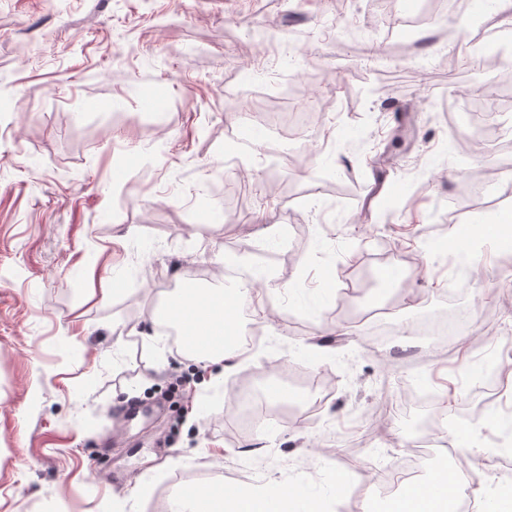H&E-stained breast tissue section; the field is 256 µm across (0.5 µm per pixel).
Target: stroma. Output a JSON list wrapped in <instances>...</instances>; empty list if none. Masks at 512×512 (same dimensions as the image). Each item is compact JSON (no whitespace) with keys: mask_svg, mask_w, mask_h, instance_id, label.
Listing matches in <instances>:
<instances>
[{"mask_svg":"<svg viewBox=\"0 0 512 512\" xmlns=\"http://www.w3.org/2000/svg\"><path fill=\"white\" fill-rule=\"evenodd\" d=\"M504 8L0 0V512H168L188 487L269 477L325 498L340 470L338 512H364L411 445L397 410L422 379L449 401L434 431L468 413L485 450L466 460L495 495L512 475V399L486 426L475 381L485 350L512 343V281L497 239L456 227L497 219L463 208L512 189V170L459 150L448 113L497 91L512 58L448 61L458 20L512 25ZM414 180L424 189L390 208ZM231 264L255 269L261 348L198 384L169 436L158 392L195 367L158 331L159 304L192 269ZM377 295L395 336L361 322ZM459 311L469 327L447 349L414 332ZM273 380L288 398L238 415L241 388ZM131 400L153 411L123 429L113 413Z\"/></svg>","mask_w":512,"mask_h":512,"instance_id":"1","label":"stroma"}]
</instances>
